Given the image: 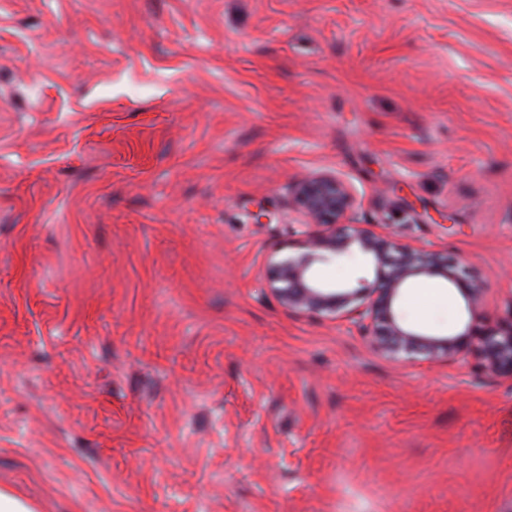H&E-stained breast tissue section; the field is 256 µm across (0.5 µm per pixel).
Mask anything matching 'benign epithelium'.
<instances>
[{
    "label": "benign epithelium",
    "instance_id": "7a95c632",
    "mask_svg": "<svg viewBox=\"0 0 512 512\" xmlns=\"http://www.w3.org/2000/svg\"><path fill=\"white\" fill-rule=\"evenodd\" d=\"M288 204L304 227L288 255L272 256L269 281L289 313L351 322L372 336L374 348L392 361L415 364L445 362L467 349L477 337L484 368L512 378V321L480 336L486 283L458 271L448 252L425 250L400 241L375 224H355L349 215L359 206L350 182L339 172L308 174L288 188ZM361 256L374 268V278L359 276L336 285L319 279L315 267ZM419 277H442L466 298L471 324L457 335L418 332L403 323L397 303L408 283Z\"/></svg>",
    "mask_w": 512,
    "mask_h": 512
}]
</instances>
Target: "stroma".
I'll return each mask as SVG.
<instances>
[{
  "mask_svg": "<svg viewBox=\"0 0 512 512\" xmlns=\"http://www.w3.org/2000/svg\"><path fill=\"white\" fill-rule=\"evenodd\" d=\"M512 316V0H0V489L37 512H512V380L288 314V186ZM265 208L264 223L254 212ZM417 331L468 324L418 278Z\"/></svg>",
  "mask_w": 512,
  "mask_h": 512,
  "instance_id": "obj_1",
  "label": "stroma"
}]
</instances>
